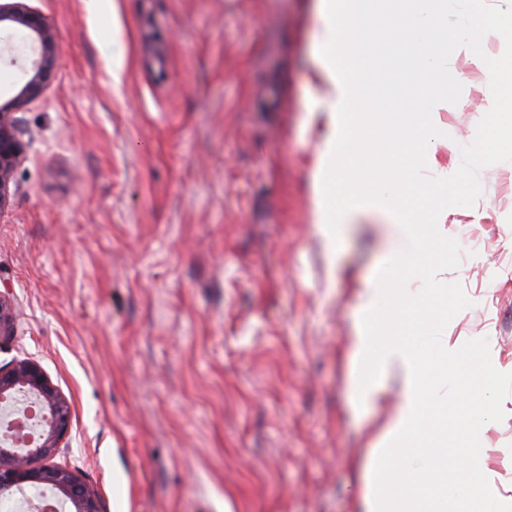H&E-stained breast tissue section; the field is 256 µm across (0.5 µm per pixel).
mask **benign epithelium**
<instances>
[{
	"label": "benign epithelium",
	"mask_w": 512,
	"mask_h": 512,
	"mask_svg": "<svg viewBox=\"0 0 512 512\" xmlns=\"http://www.w3.org/2000/svg\"><path fill=\"white\" fill-rule=\"evenodd\" d=\"M56 31L25 0H0V67L18 73L10 100L0 103V207L9 199L15 169L24 159L18 113L40 99L57 66ZM32 397L48 415L40 443L33 449H15L10 438L0 437V499L21 491L44 489L63 512H99L97 496L71 470L54 462L71 427L68 401L50 383L40 367L22 360L0 369V423H8L10 395Z\"/></svg>",
	"instance_id": "7a95c632"
}]
</instances>
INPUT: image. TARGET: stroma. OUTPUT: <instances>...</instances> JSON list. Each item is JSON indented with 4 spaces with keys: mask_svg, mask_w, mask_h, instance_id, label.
Here are the masks:
<instances>
[{
    "mask_svg": "<svg viewBox=\"0 0 512 512\" xmlns=\"http://www.w3.org/2000/svg\"><path fill=\"white\" fill-rule=\"evenodd\" d=\"M88 2H28L59 49L0 207V367L32 361L68 399L57 461L99 512H361L400 383L354 412V323L397 243L374 216L333 246L313 222L317 0ZM455 67L466 103L436 115L433 177L493 103L471 58ZM477 178L444 224L461 253L441 278L472 302L447 336L488 339L512 373V162ZM504 410L479 439L508 502Z\"/></svg>",
    "mask_w": 512,
    "mask_h": 512,
    "instance_id": "35a3bbf8",
    "label": "stroma"
}]
</instances>
